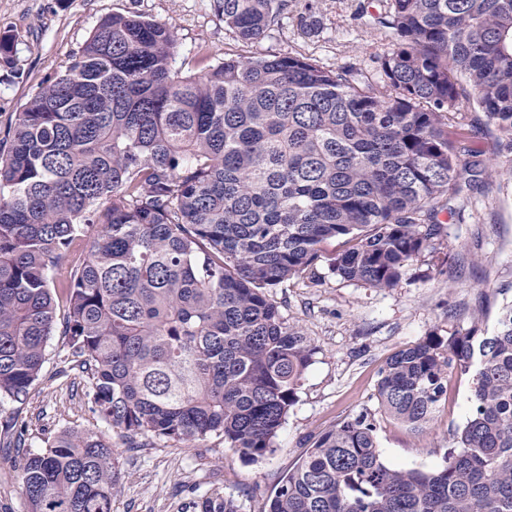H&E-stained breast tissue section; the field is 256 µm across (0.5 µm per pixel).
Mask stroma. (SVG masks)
<instances>
[{"label":"stroma","mask_w":512,"mask_h":512,"mask_svg":"<svg viewBox=\"0 0 512 512\" xmlns=\"http://www.w3.org/2000/svg\"><path fill=\"white\" fill-rule=\"evenodd\" d=\"M383 0H288L265 36L243 41L225 26L214 0H0V36L14 40L18 72L0 66V137L46 78L60 73L101 18L137 14L174 33L179 74L196 73L198 47L211 58L269 55L311 59L329 69L375 77L373 57L393 38L375 25ZM453 122L479 152L484 170L440 212L443 234L434 252L408 268L390 290L341 279L328 263L338 242L325 244L315 281H290L276 299L288 323L300 326L315 353L298 400L273 453L250 460L210 437L194 447L147 438L130 448L110 435L120 482L112 512H194L202 497L233 498L239 512H268L269 503L305 451L336 423L367 414L377 426L385 461L430 472L440 467L454 429L472 408L471 380L449 375L445 398L422 432L387 417L377 384L387 360L428 334L493 329L512 302V182L495 170L499 132L483 112L461 103ZM65 337L49 342L47 360L27 400L0 401V512H27L24 457L71 428L98 426L85 377L73 368Z\"/></svg>","instance_id":"obj_1"}]
</instances>
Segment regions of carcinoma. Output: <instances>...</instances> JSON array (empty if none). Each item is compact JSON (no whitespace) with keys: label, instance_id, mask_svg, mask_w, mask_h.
<instances>
[{"label":"carcinoma","instance_id":"carcinoma-1","mask_svg":"<svg viewBox=\"0 0 512 512\" xmlns=\"http://www.w3.org/2000/svg\"><path fill=\"white\" fill-rule=\"evenodd\" d=\"M246 41L288 0H215ZM396 43L377 81L273 55L174 70L173 32L102 19L63 75L0 140V399L24 401L55 333L85 374L97 418L129 448L215 435L255 458L274 440L311 344L273 291L331 270L391 289L432 248L437 215L480 162L451 116L472 100L502 133L512 178V0H387ZM89 253L78 254L89 233ZM472 376V411L443 464H387L359 414L324 433L268 512H512V304L493 331L435 333L391 356L377 395L413 429L448 374ZM27 512H112L114 452L65 430L22 466ZM199 512H239L207 497Z\"/></svg>","mask_w":512,"mask_h":512}]
</instances>
